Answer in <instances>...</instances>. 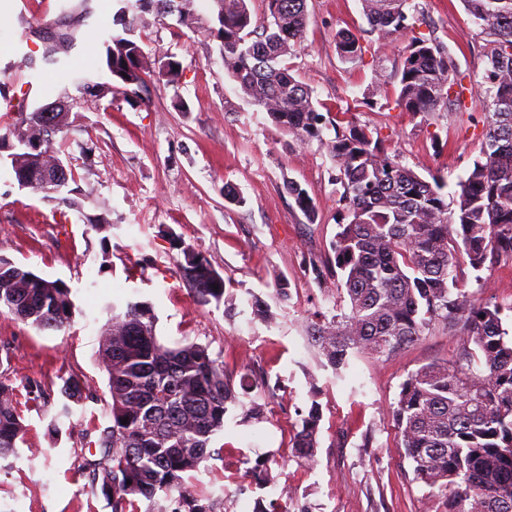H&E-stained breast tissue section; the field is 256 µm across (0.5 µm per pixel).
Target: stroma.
<instances>
[{
  "mask_svg": "<svg viewBox=\"0 0 512 512\" xmlns=\"http://www.w3.org/2000/svg\"><path fill=\"white\" fill-rule=\"evenodd\" d=\"M418 2L458 77L477 87L486 41L462 0ZM307 7L305 39L286 62L332 124L352 110L404 163L454 194L483 140L479 100L426 118L399 111L393 92L404 42H380L361 0H307ZM115 9L116 0H0V94L26 112L65 91L75 98L70 125L56 140L77 176V204L68 207L55 194L19 188L8 163L0 164V254L63 281L74 305L71 326L60 332L0 314V347L10 356L7 374L20 389L26 427L17 454L0 458V512H112L110 499L91 488L89 463L100 454L84 439L104 403H86L57 430L51 418L62 375L77 373L91 393L106 392L99 335L111 306L129 300L152 304L165 342L206 345L231 383L245 373L257 383L259 418L233 412L213 442L222 459L185 478L213 493L220 512H255L259 499L284 484L294 490L293 512H444L439 489L414 482L391 408L408 374L455 357L461 341L436 325L391 355L353 358L337 378L305 332L307 322L335 315L340 301L335 277L316 279L309 267L333 259L338 230L336 169L321 140L294 142L243 98L206 27L183 26L174 14L149 17L140 43L149 63L179 62L175 81L154 75L139 99L117 90L99 100L82 95L81 80H109L103 39ZM341 30L358 37L360 57L338 54ZM378 80L387 93L370 96ZM26 82L44 93L23 96ZM290 181L307 191L312 215L288 196ZM229 187L241 204L225 199ZM186 247L223 277L221 301L202 300L180 276ZM457 276L512 324V260L478 274L463 257ZM282 282L283 298L276 292ZM258 300L267 317L255 316ZM34 383L53 391L52 404L30 399L26 387ZM314 403L322 419L307 463L293 445L300 415ZM259 461L269 474L262 487L245 474Z\"/></svg>",
  "mask_w": 512,
  "mask_h": 512,
  "instance_id": "stroma-1",
  "label": "stroma"
}]
</instances>
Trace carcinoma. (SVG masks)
Segmentation results:
<instances>
[{"label": "carcinoma", "mask_w": 512, "mask_h": 512, "mask_svg": "<svg viewBox=\"0 0 512 512\" xmlns=\"http://www.w3.org/2000/svg\"><path fill=\"white\" fill-rule=\"evenodd\" d=\"M128 20L113 16L121 32L107 35L104 64L122 90L139 91L150 80L136 37L144 14L161 12L167 0H117ZM196 0H180V21L200 24ZM216 7L210 33L221 42L224 70L244 98L262 108L294 141L322 139L327 121L313 91L284 65L305 35L307 0H265L266 21L252 29L249 0H211ZM372 32L406 42L397 69L395 107L412 115L465 108L467 90L457 78L446 46L419 32L414 0H362ZM486 38L487 67L479 84L483 141L459 191L447 201L445 183L429 182L402 163L369 127L350 119L325 142L340 185L338 231L332 242L346 308L331 319L311 322L307 333L327 364L341 376L352 358L388 356L419 340L430 327L454 328L462 341L452 360L412 373L400 385L392 417L412 466L413 481L444 492L445 512H512V336L502 308L481 302L453 276L459 253L470 267L490 270L512 260V0H463ZM338 53L362 54L359 39L336 35ZM19 122L9 128L14 174L38 176L18 151ZM285 189L305 214L311 199L300 184ZM198 277L207 284L198 296L219 302L224 281L214 282L210 263L192 252ZM219 285L214 289L213 285ZM70 289L40 278L11 259L0 258V312L39 331L71 326ZM151 305L129 301L111 309L99 338L98 356L107 373L109 401L95 422L92 486L112 496V512H139L145 499L155 512H217L203 488L184 487V475L201 472L237 408L257 384L249 376L237 393L224 366L195 342L165 344L156 333ZM64 398L55 419L69 418L98 397L86 394L81 379H63ZM127 423H121V419ZM321 413L312 403L295 437L297 457L313 461ZM24 425L17 387L0 373V457L17 451Z\"/></svg>", "instance_id": "cac0c4a2"}]
</instances>
